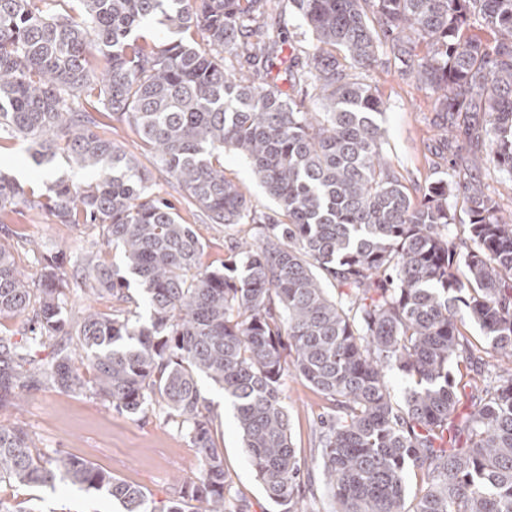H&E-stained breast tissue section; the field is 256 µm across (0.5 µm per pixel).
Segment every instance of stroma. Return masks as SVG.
I'll use <instances>...</instances> for the list:
<instances>
[{
	"mask_svg": "<svg viewBox=\"0 0 512 512\" xmlns=\"http://www.w3.org/2000/svg\"><path fill=\"white\" fill-rule=\"evenodd\" d=\"M354 75L376 89L383 102V153L410 198L420 199L426 181L436 179L439 172H448L461 182L475 179L484 183L498 201L503 221L512 222V178L493 163L473 162L466 148L460 157H446L435 166L428 163L426 147L439 134L434 124L433 98L402 72L389 49H381L375 62L355 70ZM224 169L257 210L273 212L274 203L252 179L244 159L225 152ZM0 170L37 184L59 178L81 183L91 177L90 172L69 167L61 157L50 164H37L28 143L19 140L0 139ZM180 213L205 244L201 261L206 266L223 262L229 249L250 230L246 224L227 227L211 223L185 207ZM17 229L23 238L14 245L15 258L31 284L42 274L41 255L57 257L61 272H70L84 247L99 234L98 226L58 224L34 212L21 217ZM200 387L212 411L213 438L224 450L232 495L249 499L251 512H276L248 462L230 401L209 381H201ZM282 389L294 447L302 462H311L317 454L318 419L330 404L292 373L285 377ZM0 424L21 426L34 437L41 451L88 461L138 485L159 504L172 497L177 479L193 476L199 467L196 448L175 422L154 415L141 418L120 414L87 393L28 391L19 404L0 407ZM0 503L12 510L23 506L29 512H120L119 503L106 494L63 484L36 490L1 482Z\"/></svg>",
	"mask_w": 512,
	"mask_h": 512,
	"instance_id": "1",
	"label": "stroma"
}]
</instances>
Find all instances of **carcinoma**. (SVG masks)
Wrapping results in <instances>:
<instances>
[{"instance_id": "cac0c4a2", "label": "carcinoma", "mask_w": 512, "mask_h": 512, "mask_svg": "<svg viewBox=\"0 0 512 512\" xmlns=\"http://www.w3.org/2000/svg\"><path fill=\"white\" fill-rule=\"evenodd\" d=\"M287 2L316 43L293 49L281 75L274 60L286 38L268 22L271 0H0V139L31 143L39 164L60 154L102 170L43 189L0 174V237L11 238L20 208L100 225L72 278L112 297V313L74 317L56 257L44 258L31 288L1 242L0 319L32 326L19 341L0 337V405L32 387L88 392L121 413L159 411L200 457L198 472L152 507L140 487L44 454L23 428L0 425V483H70L124 512H250L228 496L205 377L233 402L249 464L278 512H303L304 477L316 469L331 512H512V372L492 367L466 392L480 360L463 332L478 325L512 360V224L475 180L431 181L412 201L382 154V101L350 77L388 47L434 96L446 150L459 151L462 136L512 177V0ZM156 19L167 34L149 41L138 29ZM473 26L494 40L467 36ZM228 55L246 67L229 68ZM95 111L135 132L187 205L214 224L252 225L255 242L202 265L193 225L149 190L150 172ZM227 150L248 162L274 213L254 211L225 176ZM107 248L121 251L124 268L101 259ZM131 276L145 321L132 310ZM48 344L51 356L35 360ZM77 351L91 382L74 366ZM290 369L333 407L310 466L282 401ZM394 375L409 383L401 406ZM466 395L471 410L459 420ZM411 472L421 487L408 509Z\"/></svg>"}]
</instances>
